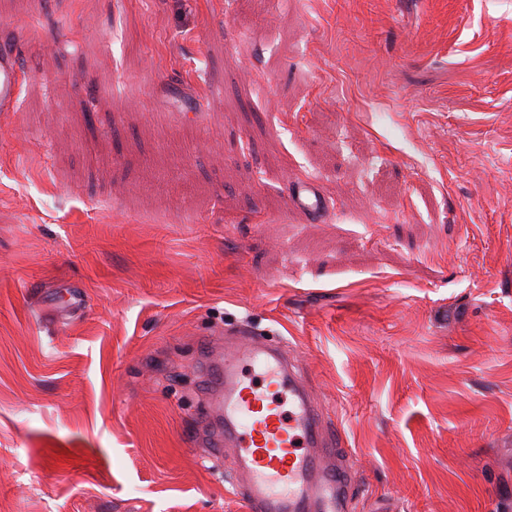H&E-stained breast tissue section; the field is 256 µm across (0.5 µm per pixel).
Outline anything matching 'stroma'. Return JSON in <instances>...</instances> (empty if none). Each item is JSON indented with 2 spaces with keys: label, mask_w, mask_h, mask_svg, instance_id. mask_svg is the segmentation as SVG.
<instances>
[{
  "label": "stroma",
  "mask_w": 512,
  "mask_h": 512,
  "mask_svg": "<svg viewBox=\"0 0 512 512\" xmlns=\"http://www.w3.org/2000/svg\"><path fill=\"white\" fill-rule=\"evenodd\" d=\"M1 24L0 512H245L196 372L243 326L323 409L345 512H512V0ZM21 68L18 53L11 40L4 38L0 44V112H15ZM288 198L290 206L305 216H321L325 209L323 198L309 183L293 182Z\"/></svg>",
  "instance_id": "obj_1"
}]
</instances>
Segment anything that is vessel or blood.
Here are the masks:
<instances>
[{
  "label": "vessel or blood",
  "instance_id": "b4317fda",
  "mask_svg": "<svg viewBox=\"0 0 512 512\" xmlns=\"http://www.w3.org/2000/svg\"><path fill=\"white\" fill-rule=\"evenodd\" d=\"M21 68L9 39L0 40V112L18 109ZM290 206L321 216L325 203L305 182L292 183ZM223 357L198 365L204 383L200 425L212 456L232 450L236 493L246 512H343L346 470L325 464L319 448L334 447L322 415L283 346L249 329L224 340Z\"/></svg>",
  "mask_w": 512,
  "mask_h": 512
}]
</instances>
